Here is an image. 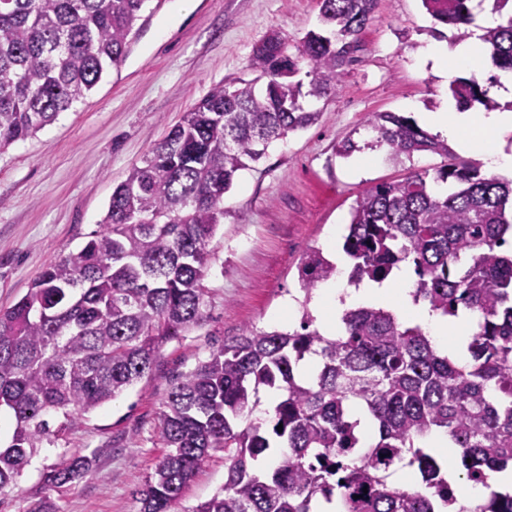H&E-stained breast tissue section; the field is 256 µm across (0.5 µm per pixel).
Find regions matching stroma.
Masks as SVG:
<instances>
[{"label":"stroma","mask_w":512,"mask_h":512,"mask_svg":"<svg viewBox=\"0 0 512 512\" xmlns=\"http://www.w3.org/2000/svg\"><path fill=\"white\" fill-rule=\"evenodd\" d=\"M161 0L134 35L119 68L35 136L0 152V310L12 307L48 265L84 245L104 219L113 189L167 127L216 84L252 79L254 47L267 35L296 46L320 30L317 0ZM431 20L421 0H377L354 60L335 96L318 101V123L273 141L239 172L224 195V222L209 241L205 317L162 349L153 373L43 444L0 512H139V491L165 450L156 432L176 378L244 328L298 327L286 300L301 297L307 253L344 235L349 211L365 191L412 171H435L443 156L422 151L392 159L367 149L373 115L412 119L437 109L448 86L420 61ZM354 140L359 151L342 156ZM368 158L355 167L356 157ZM92 462L79 482L52 487L45 472L73 456ZM224 484V452L210 458L184 488L173 512L210 498Z\"/></svg>","instance_id":"stroma-1"}]
</instances>
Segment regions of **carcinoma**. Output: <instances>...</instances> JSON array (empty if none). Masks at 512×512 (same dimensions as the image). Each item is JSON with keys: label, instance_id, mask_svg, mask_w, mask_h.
<instances>
[{"label": "carcinoma", "instance_id": "obj_1", "mask_svg": "<svg viewBox=\"0 0 512 512\" xmlns=\"http://www.w3.org/2000/svg\"><path fill=\"white\" fill-rule=\"evenodd\" d=\"M146 0H0V150L33 136L117 68ZM435 25L472 35L474 0H421ZM323 30L296 52L273 34L255 46L251 80L220 83L133 165L113 191L101 229L48 266L26 295L0 310V416L15 423L0 446V494L44 441L60 439L149 374L161 348L203 320L208 243L224 193L274 140L316 123L312 101L338 90L341 70L375 0H319ZM488 63L512 73V12L483 29ZM457 106L493 109L473 77L449 85ZM367 145L391 158H448L367 190L350 211L343 249L351 280L382 282L403 265L414 301L446 317H479L471 361L441 355L423 330L393 311L343 312L334 338L303 311L292 330L246 327L171 387L158 426L167 452L139 492L140 512H171L185 484L224 450V486L191 512H449L457 496L429 442L456 449L468 481L512 468V180L489 176L409 117L367 122ZM336 275L320 250L301 268L305 300ZM277 394L270 420L253 413ZM64 422L50 429L44 416ZM282 430H277V426ZM73 456L46 475L60 487L85 478ZM412 470L420 491L394 485ZM458 512H512V490Z\"/></svg>", "mask_w": 512, "mask_h": 512}]
</instances>
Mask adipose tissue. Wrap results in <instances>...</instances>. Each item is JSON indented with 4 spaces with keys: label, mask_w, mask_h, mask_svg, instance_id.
Returning a JSON list of instances; mask_svg holds the SVG:
<instances>
[{
    "label": "adipose tissue",
    "mask_w": 512,
    "mask_h": 512,
    "mask_svg": "<svg viewBox=\"0 0 512 512\" xmlns=\"http://www.w3.org/2000/svg\"><path fill=\"white\" fill-rule=\"evenodd\" d=\"M484 57L485 45L474 35L452 47L442 41L431 42L424 49L422 60L429 63L436 74L445 77L449 74V65L463 69ZM423 121L458 149L479 151L489 171H512V152L505 149L508 138L512 137V109L452 112L443 105L426 113ZM410 278L409 270L405 269L394 279L379 284L346 290L322 288L313 295L310 309L318 318L323 334L332 336L340 329L344 310L357 304L368 303L384 308L401 306L406 317L420 325L443 354L457 362H466L469 358L468 338L475 329L474 318L463 314L451 324L432 311L429 305L414 302L407 294Z\"/></svg>",
    "instance_id": "obj_1"
}]
</instances>
